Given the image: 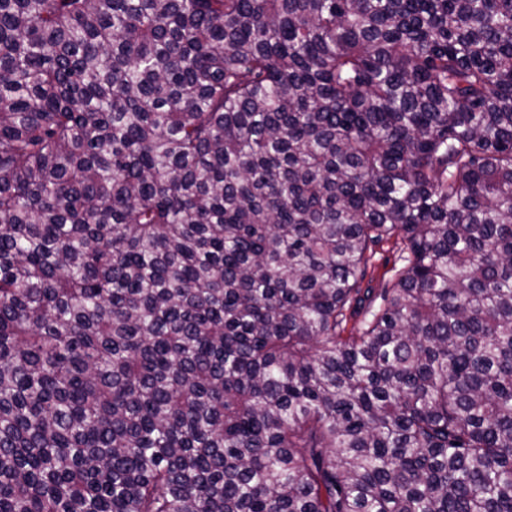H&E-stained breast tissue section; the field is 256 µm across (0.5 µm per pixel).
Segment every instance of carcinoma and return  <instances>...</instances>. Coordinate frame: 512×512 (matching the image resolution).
Segmentation results:
<instances>
[{
	"mask_svg": "<svg viewBox=\"0 0 512 512\" xmlns=\"http://www.w3.org/2000/svg\"><path fill=\"white\" fill-rule=\"evenodd\" d=\"M0 512H512V0H0ZM375 252L364 286L368 280H371V287L380 289L384 288L385 284L391 280L395 270L400 268L402 262L399 260V251L394 240L383 242L375 247Z\"/></svg>",
	"mask_w": 512,
	"mask_h": 512,
	"instance_id": "cac0c4a2",
	"label": "carcinoma"
}]
</instances>
